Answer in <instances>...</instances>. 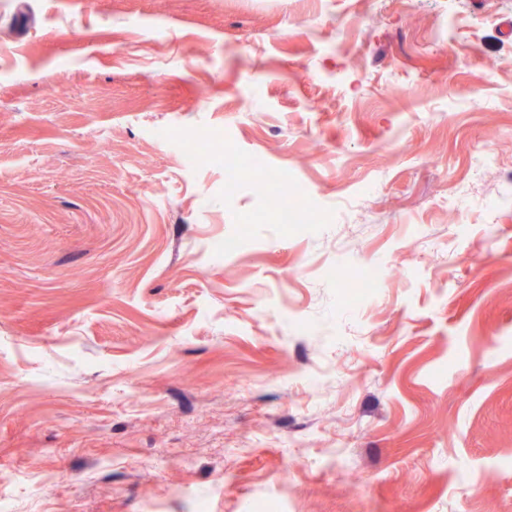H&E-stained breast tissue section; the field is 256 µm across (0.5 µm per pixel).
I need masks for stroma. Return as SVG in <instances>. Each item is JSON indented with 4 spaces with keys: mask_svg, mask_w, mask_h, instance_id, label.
Wrapping results in <instances>:
<instances>
[{
    "mask_svg": "<svg viewBox=\"0 0 512 512\" xmlns=\"http://www.w3.org/2000/svg\"><path fill=\"white\" fill-rule=\"evenodd\" d=\"M0 473V512H512V0H0ZM362 271L365 276L368 288H377L382 279V271L378 267H369L363 270L346 269L342 272L341 277L346 282L347 288H359L361 284Z\"/></svg>",
    "mask_w": 512,
    "mask_h": 512,
    "instance_id": "stroma-1",
    "label": "stroma"
}]
</instances>
